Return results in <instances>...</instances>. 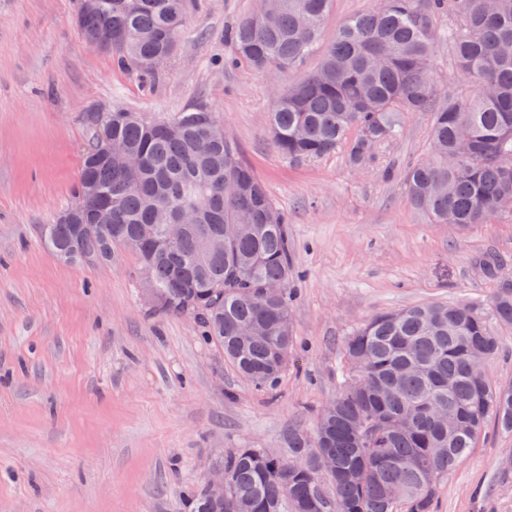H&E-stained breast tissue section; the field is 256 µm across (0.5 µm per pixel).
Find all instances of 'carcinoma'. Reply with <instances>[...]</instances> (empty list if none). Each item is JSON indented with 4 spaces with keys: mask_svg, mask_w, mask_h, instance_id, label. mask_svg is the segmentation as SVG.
Instances as JSON below:
<instances>
[{
    "mask_svg": "<svg viewBox=\"0 0 512 512\" xmlns=\"http://www.w3.org/2000/svg\"><path fill=\"white\" fill-rule=\"evenodd\" d=\"M332 0H265L229 34L239 62L284 74L315 51ZM448 29L458 73L473 90L435 80L433 20ZM186 0H79L84 38L110 26L124 38L109 52L151 73L173 51ZM403 112L431 117L430 154L405 173L410 200L435 224H482L512 213V0H375L347 20L323 50L320 65L281 86L269 113L280 154L310 160L344 150L366 166L373 149L398 139ZM207 113L210 124L202 123ZM92 141L84 149L74 200L65 211L88 223L97 202L91 181L112 198V231H87L81 262H109L131 252L161 296L157 310L192 316L204 339L257 387L272 389L294 347L290 318L293 268L288 220L214 113L193 106L146 119L122 109L112 122L86 114ZM142 158L128 170L107 163L100 144ZM193 207L198 222L168 249L143 236L155 212ZM57 255L70 225L54 222ZM282 284L267 293V285ZM497 320L512 325V288L492 297ZM499 350L471 306L431 303L374 315L345 337L347 378L318 414L312 431L288 430V451L236 448L220 457L224 502L203 484L185 497L187 512H434L439 482L462 464L489 420L512 432V386H493L470 372Z\"/></svg>",
    "mask_w": 512,
    "mask_h": 512,
    "instance_id": "obj_1",
    "label": "carcinoma"
}]
</instances>
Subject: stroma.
<instances>
[{
    "label": "stroma",
    "mask_w": 512,
    "mask_h": 512,
    "mask_svg": "<svg viewBox=\"0 0 512 512\" xmlns=\"http://www.w3.org/2000/svg\"><path fill=\"white\" fill-rule=\"evenodd\" d=\"M78 0H0V512H182L186 488L235 448L286 451L339 390L346 336L372 314L433 302L477 306L499 342L491 381L512 385V326L491 308L512 270V217L434 224L405 170L429 149L430 118L404 113L370 166L344 151L294 162L267 132L275 83L237 64L228 37L257 0H186L173 52L152 76L89 47ZM207 106L288 219L296 349L258 389L205 343L200 323L159 314L127 251L106 264L51 254L40 227L73 200L89 112L148 118ZM512 433L488 426L438 485L436 512H512Z\"/></svg>",
    "instance_id": "35a3bbf8"
}]
</instances>
